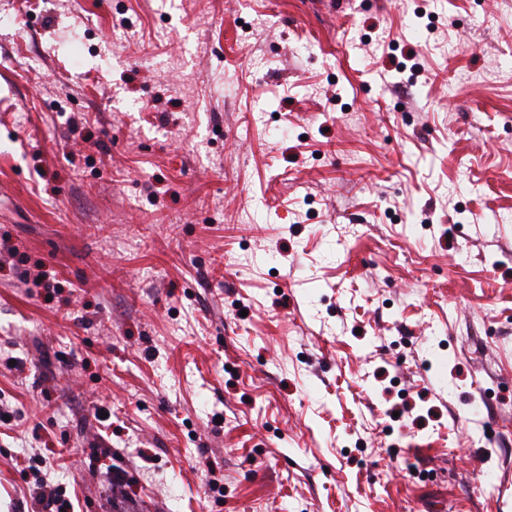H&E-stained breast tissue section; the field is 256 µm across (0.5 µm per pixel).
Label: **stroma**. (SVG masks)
<instances>
[{
	"label": "stroma",
	"instance_id": "stroma-1",
	"mask_svg": "<svg viewBox=\"0 0 512 512\" xmlns=\"http://www.w3.org/2000/svg\"><path fill=\"white\" fill-rule=\"evenodd\" d=\"M1 15L0 512H512V0Z\"/></svg>",
	"mask_w": 512,
	"mask_h": 512
}]
</instances>
